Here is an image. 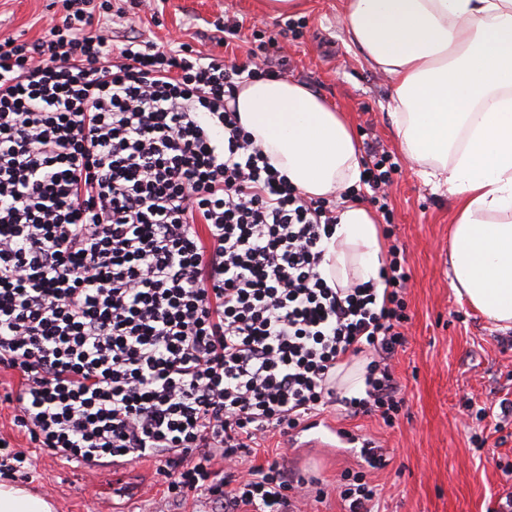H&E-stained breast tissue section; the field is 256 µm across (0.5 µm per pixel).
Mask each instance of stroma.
<instances>
[{"instance_id": "35a3bbf8", "label": "stroma", "mask_w": 512, "mask_h": 512, "mask_svg": "<svg viewBox=\"0 0 512 512\" xmlns=\"http://www.w3.org/2000/svg\"><path fill=\"white\" fill-rule=\"evenodd\" d=\"M83 7L116 44L133 35L164 46L174 41L226 63L257 47L273 61L287 53V80L345 112L360 143L376 141L388 151L395 164L388 197L391 241L403 248L410 273L404 293L407 344L394 360L404 406L390 426L339 409L324 417L385 449L389 464L374 475L382 489L379 512H492L499 497L512 494V480L502 471L512 465V423L494 431L493 419H480L479 410L512 395V330L489 324L450 288L454 201L401 152L387 116L392 81L350 45L339 23L344 0H302L298 11L281 16L263 13L258 0H84ZM60 10L59 0H0V40L44 37ZM227 17L239 21L242 32L224 46L215 39L214 23ZM0 436L33 460L14 483L52 500L55 512H98L91 480L111 473V466L69 462L31 447L4 404ZM279 448L287 450L292 467L315 472L328 487L313 512H345L333 488L342 471L363 467L358 449L292 448L286 437L276 436L266 441L263 454L273 456ZM123 469L140 491L134 497L119 491L118 506L154 512L166 488L156 463L143 459Z\"/></svg>"}]
</instances>
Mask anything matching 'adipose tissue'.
I'll use <instances>...</instances> for the list:
<instances>
[{"mask_svg": "<svg viewBox=\"0 0 512 512\" xmlns=\"http://www.w3.org/2000/svg\"><path fill=\"white\" fill-rule=\"evenodd\" d=\"M341 23L394 82L389 117L406 157L456 200L454 294L512 329V0H346ZM235 101L241 125L303 194L360 190L353 128L306 86L256 77ZM381 250L374 215L347 204L327 272L341 286L378 282Z\"/></svg>", "mask_w": 512, "mask_h": 512, "instance_id": "1", "label": "adipose tissue"}]
</instances>
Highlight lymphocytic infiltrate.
<instances>
[{
  "instance_id": "lymphocytic-infiltrate-1",
  "label": "lymphocytic infiltrate",
  "mask_w": 512,
  "mask_h": 512,
  "mask_svg": "<svg viewBox=\"0 0 512 512\" xmlns=\"http://www.w3.org/2000/svg\"><path fill=\"white\" fill-rule=\"evenodd\" d=\"M48 37L0 41V369L16 427L86 464L152 458L172 506L308 512L317 477L286 455L243 467L270 435L331 405L393 425L403 400L409 274L389 245L379 283L329 284L335 200L303 196L230 102L258 75L186 45L113 46L77 0ZM394 169L369 146L370 201ZM366 356L364 389L336 372ZM368 469L385 466L365 449ZM367 469V471H368ZM346 470L347 512L376 484Z\"/></svg>"
}]
</instances>
